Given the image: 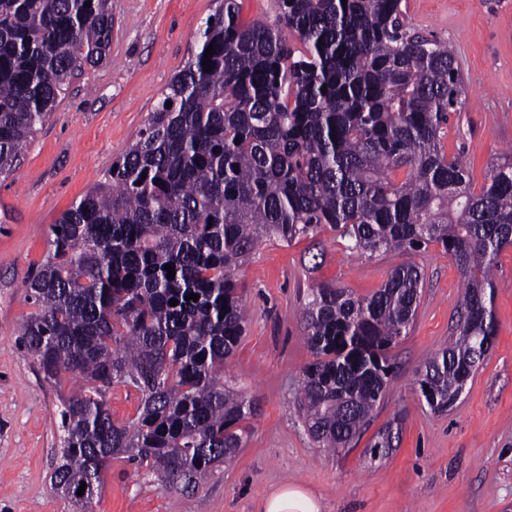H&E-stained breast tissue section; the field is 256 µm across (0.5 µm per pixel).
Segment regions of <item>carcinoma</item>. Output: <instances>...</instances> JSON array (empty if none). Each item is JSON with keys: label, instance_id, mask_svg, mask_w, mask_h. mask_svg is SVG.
<instances>
[{"label": "carcinoma", "instance_id": "carcinoma-1", "mask_svg": "<svg viewBox=\"0 0 512 512\" xmlns=\"http://www.w3.org/2000/svg\"><path fill=\"white\" fill-rule=\"evenodd\" d=\"M217 3L147 126L50 225L49 252L26 280L27 350L47 378L83 381L62 400L52 475L77 503L121 455L187 489L243 447L253 406L219 373L244 330L234 270L263 238L329 229L358 257L431 244L448 253L463 311L455 340L418 379L435 412L456 404L496 336L486 292L512 244V152L478 191L463 160L447 156L444 126L465 93L452 47L410 32L402 0H275V29L241 23L237 0ZM111 42V0H0L1 178ZM421 282L401 264L366 298L309 289L302 319L315 360L300 408L317 447L335 452L361 434ZM114 383L141 394L123 423L105 400Z\"/></svg>", "mask_w": 512, "mask_h": 512}]
</instances>
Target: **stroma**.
<instances>
[{
	"instance_id": "1",
	"label": "stroma",
	"mask_w": 512,
	"mask_h": 512,
	"mask_svg": "<svg viewBox=\"0 0 512 512\" xmlns=\"http://www.w3.org/2000/svg\"><path fill=\"white\" fill-rule=\"evenodd\" d=\"M215 8V0H112L106 62L75 73L19 168L0 179V512H259L285 483L314 489L324 512H512V247L497 258L494 344L454 407L437 413L418 379L456 335L463 285L455 263L436 244L359 259L330 231L318 236L320 266L310 240H267L235 272L247 322L223 379L255 410L232 461L189 490L123 457L90 503L55 489L61 398L78 385L68 373L46 379L28 352L19 334L33 310L25 281L49 250L51 224L122 157ZM402 8L410 31L456 51L465 95L442 144L480 187L512 149V0H404ZM402 263L416 265L423 284L412 325L389 351L385 397L358 441L326 453L299 410L314 360L303 340L308 290L327 283L366 297ZM388 426L394 448L373 452Z\"/></svg>"
}]
</instances>
